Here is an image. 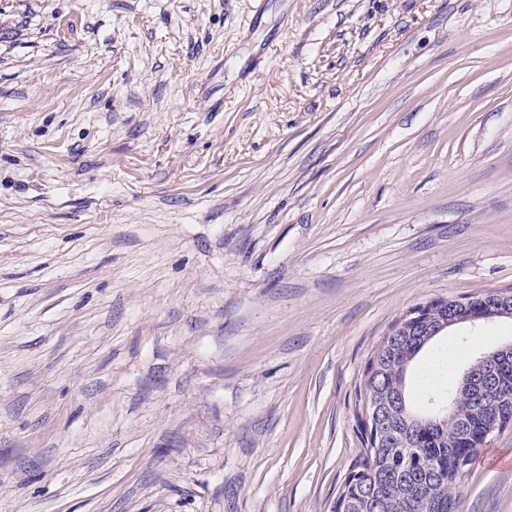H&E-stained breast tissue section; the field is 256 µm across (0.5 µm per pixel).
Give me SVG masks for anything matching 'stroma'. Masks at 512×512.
Segmentation results:
<instances>
[{
	"label": "stroma",
	"instance_id": "stroma-1",
	"mask_svg": "<svg viewBox=\"0 0 512 512\" xmlns=\"http://www.w3.org/2000/svg\"><path fill=\"white\" fill-rule=\"evenodd\" d=\"M485 288L512 0H0V512H330L377 343Z\"/></svg>",
	"mask_w": 512,
	"mask_h": 512
}]
</instances>
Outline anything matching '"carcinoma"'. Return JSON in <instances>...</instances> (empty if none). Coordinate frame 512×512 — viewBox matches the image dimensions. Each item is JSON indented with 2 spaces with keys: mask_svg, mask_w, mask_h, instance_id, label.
<instances>
[{
  "mask_svg": "<svg viewBox=\"0 0 512 512\" xmlns=\"http://www.w3.org/2000/svg\"><path fill=\"white\" fill-rule=\"evenodd\" d=\"M429 344L419 322L407 326L401 336L384 337L378 345L379 370L371 382L385 417L378 432L356 418L363 452L350 464L331 512H456L460 477L449 461L464 455L467 466H472L487 440L482 417L495 411L512 415V353L493 365L460 349L457 362L472 369L475 381L483 386L473 394H458L455 376L427 363L411 397L408 372ZM437 399L454 400L456 412L437 425L414 424L411 416L425 412ZM401 400L404 412L396 409Z\"/></svg>",
  "mask_w": 512,
  "mask_h": 512,
  "instance_id": "cac0c4a2",
  "label": "carcinoma"
}]
</instances>
